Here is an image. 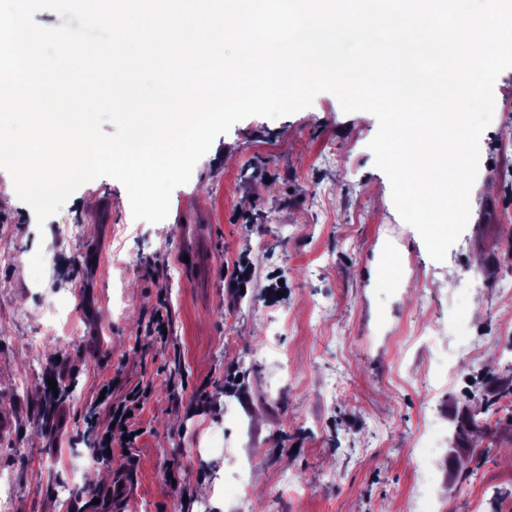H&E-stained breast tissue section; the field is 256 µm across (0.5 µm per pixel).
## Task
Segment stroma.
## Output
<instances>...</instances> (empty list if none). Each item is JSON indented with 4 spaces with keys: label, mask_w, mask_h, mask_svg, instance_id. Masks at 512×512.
<instances>
[{
    "label": "stroma",
    "mask_w": 512,
    "mask_h": 512,
    "mask_svg": "<svg viewBox=\"0 0 512 512\" xmlns=\"http://www.w3.org/2000/svg\"><path fill=\"white\" fill-rule=\"evenodd\" d=\"M493 94L470 218L441 262L375 164L378 119L329 92L217 137L155 224L133 220L109 177L38 221L0 169V415L15 424L0 476L14 512H71L106 491L95 474L127 464V512H405L427 434L437 507L512 512V68ZM163 308L160 343L144 328ZM106 382L116 402L140 383L152 393L133 448L115 436L102 465L84 417ZM471 398L487 428L466 436Z\"/></svg>",
    "instance_id": "obj_1"
}]
</instances>
